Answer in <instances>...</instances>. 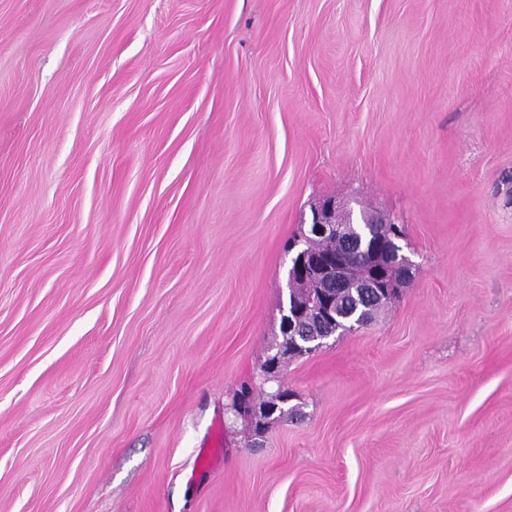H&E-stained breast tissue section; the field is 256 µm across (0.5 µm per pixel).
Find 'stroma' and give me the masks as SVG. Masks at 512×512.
<instances>
[{
  "label": "stroma",
  "mask_w": 512,
  "mask_h": 512,
  "mask_svg": "<svg viewBox=\"0 0 512 512\" xmlns=\"http://www.w3.org/2000/svg\"><path fill=\"white\" fill-rule=\"evenodd\" d=\"M327 199L413 275L258 438ZM0 512H512V0H0Z\"/></svg>",
  "instance_id": "obj_1"
}]
</instances>
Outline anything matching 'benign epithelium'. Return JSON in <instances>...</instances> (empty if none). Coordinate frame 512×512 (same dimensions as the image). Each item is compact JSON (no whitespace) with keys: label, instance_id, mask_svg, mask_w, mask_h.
<instances>
[{"label":"benign epithelium","instance_id":"benign-epithelium-1","mask_svg":"<svg viewBox=\"0 0 512 512\" xmlns=\"http://www.w3.org/2000/svg\"><path fill=\"white\" fill-rule=\"evenodd\" d=\"M344 210L332 200L323 201L313 213L308 234L304 239L334 237L343 231L340 215ZM363 229H351L344 248L337 254H318L308 249L299 251L292 259L289 279L310 278L323 284L314 297L302 306L293 300L291 308L284 313L283 324L293 332L296 322L305 314L314 315L320 323H333L336 316V289L350 287V275L362 279L370 298L383 296L394 300L397 289L411 274L412 263L394 250V240L401 236L397 225L382 216L362 220ZM282 349L269 356L264 364L262 381L270 383L278 378L282 362ZM289 396L281 389L268 396V404L260 407L249 405L255 419L257 432H262L266 416L278 403H286Z\"/></svg>","mask_w":512,"mask_h":512}]
</instances>
